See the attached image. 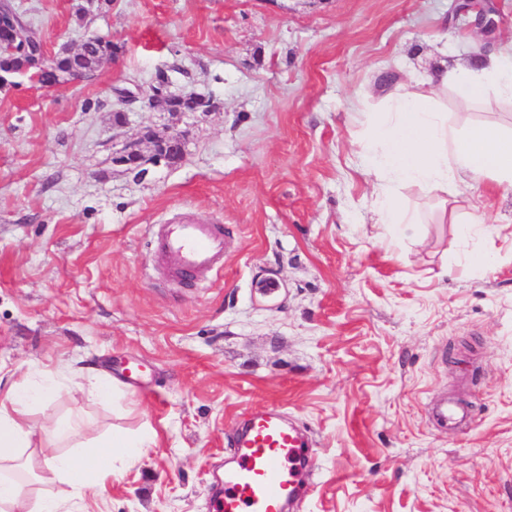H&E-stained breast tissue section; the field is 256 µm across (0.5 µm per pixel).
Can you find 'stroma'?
I'll list each match as a JSON object with an SVG mask.
<instances>
[{
	"mask_svg": "<svg viewBox=\"0 0 512 512\" xmlns=\"http://www.w3.org/2000/svg\"><path fill=\"white\" fill-rule=\"evenodd\" d=\"M10 2L48 51L117 46L95 81L0 90V396L33 366L105 376L119 398L64 390L33 426L79 409L87 442L158 434L88 512H211L241 421L271 405L311 441L294 512H512V192L449 190L446 223L405 235L365 221L350 145V108L375 111L405 63L490 52L453 0ZM162 73L215 109L117 100ZM146 127L186 131L185 151L137 179L112 154ZM183 214L224 227L223 269L193 285L147 231ZM478 214L501 233L462 236ZM442 399L468 418L437 424Z\"/></svg>",
	"mask_w": 512,
	"mask_h": 512,
	"instance_id": "stroma-1",
	"label": "stroma"
}]
</instances>
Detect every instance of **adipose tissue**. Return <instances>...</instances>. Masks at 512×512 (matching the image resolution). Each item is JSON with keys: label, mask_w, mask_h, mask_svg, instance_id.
<instances>
[{"label": "adipose tissue", "mask_w": 512, "mask_h": 512, "mask_svg": "<svg viewBox=\"0 0 512 512\" xmlns=\"http://www.w3.org/2000/svg\"><path fill=\"white\" fill-rule=\"evenodd\" d=\"M426 84L423 93L413 82L384 87L383 109L366 117L367 129L356 141L363 169L375 178L380 201L375 223L407 228L420 223L419 210L401 195L407 186L429 195L487 180L512 192V127L455 122L442 103L448 90L466 104L489 95L512 102V45L474 69L459 63L444 67ZM76 386L73 378L31 367L0 398V512H84L87 491L105 489L156 445L157 434L150 428L132 434L116 428L100 443L80 444L84 418L77 410L51 425L57 439L72 441L70 450L33 447V406ZM55 485L63 486L62 494L52 493Z\"/></svg>", "instance_id": "1"}]
</instances>
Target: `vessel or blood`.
<instances>
[{
	"instance_id": "vessel-or-blood-1",
	"label": "vessel or blood",
	"mask_w": 512,
	"mask_h": 512,
	"mask_svg": "<svg viewBox=\"0 0 512 512\" xmlns=\"http://www.w3.org/2000/svg\"><path fill=\"white\" fill-rule=\"evenodd\" d=\"M157 257L189 280L224 265V229L193 217L152 228ZM234 463L212 498V512H286L310 490L311 448L274 408L248 414L234 443Z\"/></svg>"
}]
</instances>
